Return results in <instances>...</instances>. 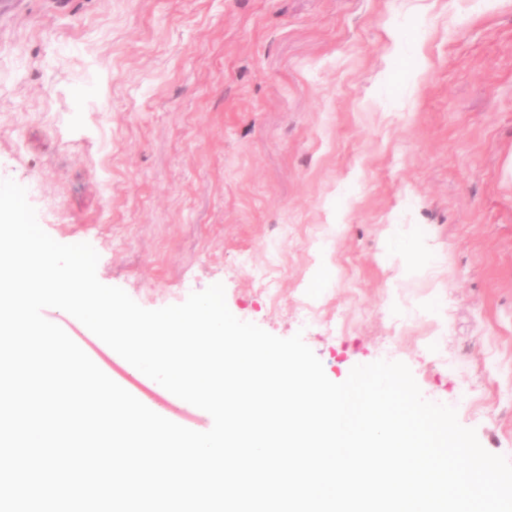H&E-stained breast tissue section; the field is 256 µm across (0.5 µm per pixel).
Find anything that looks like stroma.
Segmentation results:
<instances>
[{"label":"stroma","instance_id":"obj_1","mask_svg":"<svg viewBox=\"0 0 512 512\" xmlns=\"http://www.w3.org/2000/svg\"><path fill=\"white\" fill-rule=\"evenodd\" d=\"M5 179L142 307L222 283L331 381L404 362L512 460V0H17ZM43 315L159 415L210 429Z\"/></svg>","mask_w":512,"mask_h":512}]
</instances>
